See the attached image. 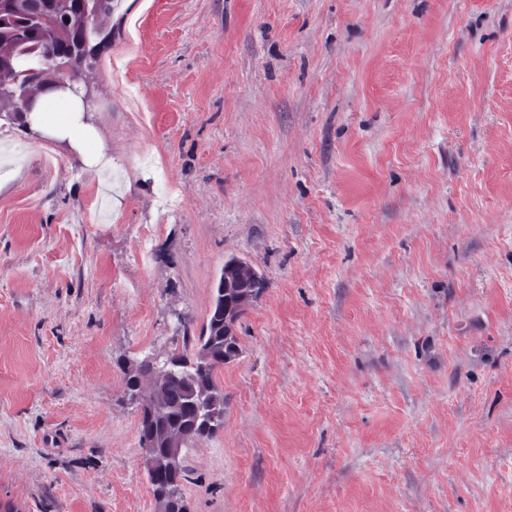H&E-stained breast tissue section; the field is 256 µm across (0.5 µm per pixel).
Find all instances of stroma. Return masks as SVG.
<instances>
[{"mask_svg":"<svg viewBox=\"0 0 512 512\" xmlns=\"http://www.w3.org/2000/svg\"><path fill=\"white\" fill-rule=\"evenodd\" d=\"M136 9L86 110L117 177L0 143V512H158L117 360L232 255L265 289L188 512H512V0Z\"/></svg>","mask_w":512,"mask_h":512,"instance_id":"35a3bbf8","label":"stroma"}]
</instances>
